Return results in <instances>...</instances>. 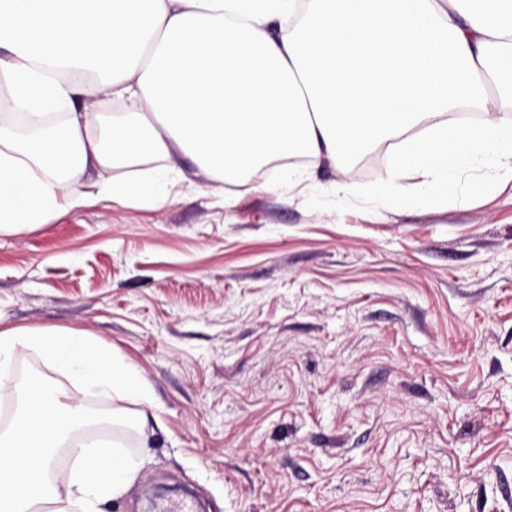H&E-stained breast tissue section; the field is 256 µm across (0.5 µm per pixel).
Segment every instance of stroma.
I'll return each mask as SVG.
<instances>
[{
	"label": "stroma",
	"mask_w": 512,
	"mask_h": 512,
	"mask_svg": "<svg viewBox=\"0 0 512 512\" xmlns=\"http://www.w3.org/2000/svg\"><path fill=\"white\" fill-rule=\"evenodd\" d=\"M99 199L0 235V328L84 330L151 390L98 399L84 435L152 448L103 512H512V181L460 173L389 206L298 183L204 182ZM69 396L78 381L18 350Z\"/></svg>",
	"instance_id": "obj_1"
}]
</instances>
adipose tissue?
Here are the masks:
<instances>
[{
	"label": "adipose tissue",
	"mask_w": 512,
	"mask_h": 512,
	"mask_svg": "<svg viewBox=\"0 0 512 512\" xmlns=\"http://www.w3.org/2000/svg\"><path fill=\"white\" fill-rule=\"evenodd\" d=\"M0 111L22 109L30 136L0 127V234L44 223L59 198L95 177L101 199L165 204V175L114 180L116 169L179 154L216 182L240 183L262 163L302 154L341 164L390 143L392 167L361 195L398 199L393 175L453 196L481 164L512 177V114L487 101L488 74L512 90V0H0ZM108 69L99 83L44 75L46 62ZM107 100L123 111L100 112ZM485 120L449 125L455 103ZM24 348L47 353L84 395L151 399L139 373L88 332L0 329V380ZM18 421L0 432V512H102L134 482L140 460L120 442L70 444L80 401L30 381ZM70 445L64 474L54 449Z\"/></svg>",
	"instance_id": "1"
}]
</instances>
